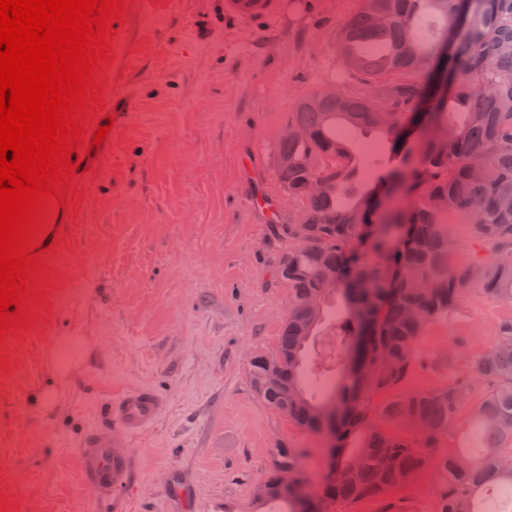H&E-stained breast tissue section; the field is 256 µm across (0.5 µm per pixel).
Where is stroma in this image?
<instances>
[{
    "instance_id": "35a3bbf8",
    "label": "stroma",
    "mask_w": 512,
    "mask_h": 512,
    "mask_svg": "<svg viewBox=\"0 0 512 512\" xmlns=\"http://www.w3.org/2000/svg\"><path fill=\"white\" fill-rule=\"evenodd\" d=\"M356 0H270L242 16L227 0H127L101 74L104 97L134 118L77 169L33 328L0 344V494L7 512H258L253 486L286 440L324 473L323 438L262 402L248 353L272 354L288 310L274 277L283 250L273 212H297L274 175L273 147L303 94L346 80L337 29ZM347 81V80H346ZM263 195L265 209L248 197ZM512 305L470 291L450 321L431 323L404 384L428 391L496 342ZM58 363L59 398L35 397ZM144 386L168 407L132 444L135 466L112 499L81 483L77 453L107 408Z\"/></svg>"
}]
</instances>
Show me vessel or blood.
<instances>
[{
  "label": "vessel or blood",
  "mask_w": 512,
  "mask_h": 512,
  "mask_svg": "<svg viewBox=\"0 0 512 512\" xmlns=\"http://www.w3.org/2000/svg\"><path fill=\"white\" fill-rule=\"evenodd\" d=\"M150 389L127 391L110 410V424L92 430L79 449L80 476L86 489L109 498L125 484L134 462L133 440L148 430L165 408Z\"/></svg>",
  "instance_id": "vessel-or-blood-1"
}]
</instances>
